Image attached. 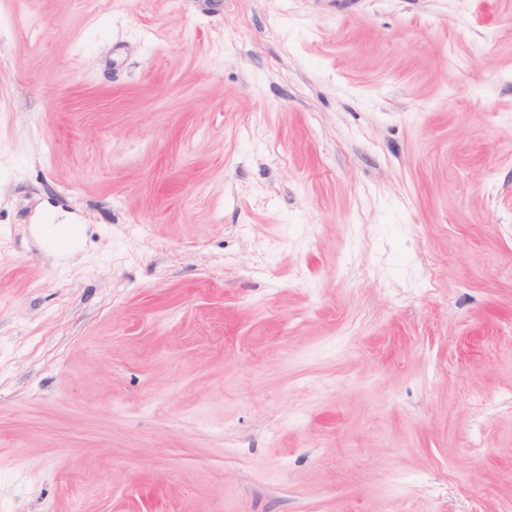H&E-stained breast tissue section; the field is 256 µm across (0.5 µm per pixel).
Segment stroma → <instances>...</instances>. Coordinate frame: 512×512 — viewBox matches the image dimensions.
I'll list each match as a JSON object with an SVG mask.
<instances>
[{"mask_svg":"<svg viewBox=\"0 0 512 512\" xmlns=\"http://www.w3.org/2000/svg\"><path fill=\"white\" fill-rule=\"evenodd\" d=\"M0 512H512V0H0Z\"/></svg>","mask_w":512,"mask_h":512,"instance_id":"35a3bbf8","label":"stroma"}]
</instances>
